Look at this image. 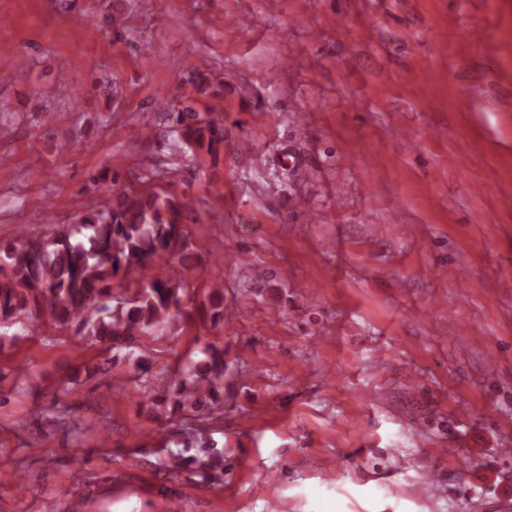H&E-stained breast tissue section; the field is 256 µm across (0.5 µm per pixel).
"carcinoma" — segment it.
I'll use <instances>...</instances> for the list:
<instances>
[{
    "instance_id": "carcinoma-1",
    "label": "carcinoma",
    "mask_w": 512,
    "mask_h": 512,
    "mask_svg": "<svg viewBox=\"0 0 512 512\" xmlns=\"http://www.w3.org/2000/svg\"><path fill=\"white\" fill-rule=\"evenodd\" d=\"M200 119L190 109L166 113L176 135L175 152L208 156L224 154V118L220 108ZM113 201L88 210L78 224L58 228L52 237L24 236L0 244V324L30 317L55 328L78 324L90 344L113 349L134 336H150L193 314L224 323V286L209 287V307H185L188 278L196 268L198 247L184 234L186 203L160 194L147 184L131 192L112 188ZM152 263L171 265L170 274L125 296L113 291L117 277ZM205 362L182 367L162 379L156 401L209 418L224 408V346L207 345ZM177 451V464L189 462L202 472L224 469V449L204 430L187 422Z\"/></svg>"
}]
</instances>
